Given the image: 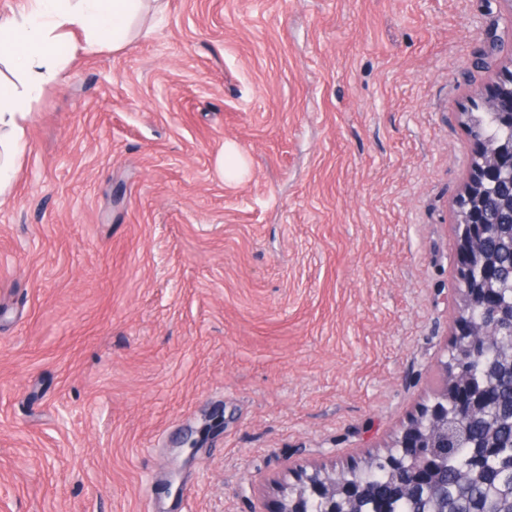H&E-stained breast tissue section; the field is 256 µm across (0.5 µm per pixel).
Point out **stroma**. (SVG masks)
Masks as SVG:
<instances>
[{"mask_svg": "<svg viewBox=\"0 0 512 512\" xmlns=\"http://www.w3.org/2000/svg\"><path fill=\"white\" fill-rule=\"evenodd\" d=\"M58 51L0 195V512H271L385 452L451 342L502 0H164ZM462 123L474 142L476 139L491 142L494 139L507 136L509 133L512 136V130L509 132V130L500 127L498 112H495L484 102H482L481 107L477 108V112H465Z\"/></svg>", "mask_w": 512, "mask_h": 512, "instance_id": "stroma-1", "label": "stroma"}]
</instances>
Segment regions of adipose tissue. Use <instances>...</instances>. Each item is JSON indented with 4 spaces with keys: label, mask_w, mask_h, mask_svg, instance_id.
Here are the masks:
<instances>
[{
    "label": "adipose tissue",
    "mask_w": 512,
    "mask_h": 512,
    "mask_svg": "<svg viewBox=\"0 0 512 512\" xmlns=\"http://www.w3.org/2000/svg\"><path fill=\"white\" fill-rule=\"evenodd\" d=\"M143 8L144 0H27L19 14L0 20V56L21 74L16 83L0 79V191L15 176L33 102L65 69L58 43L79 33L87 50L120 49Z\"/></svg>",
    "instance_id": "ef3b65f1"
}]
</instances>
